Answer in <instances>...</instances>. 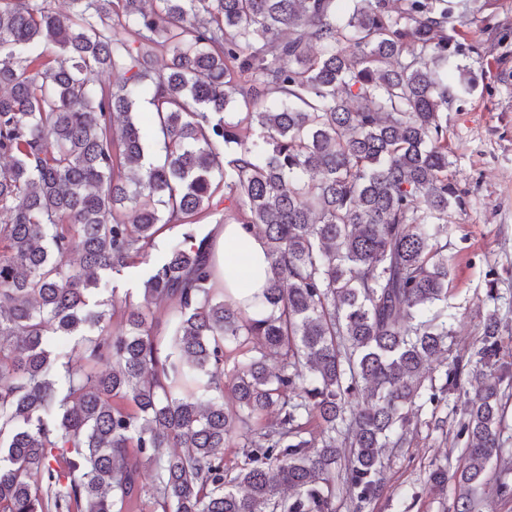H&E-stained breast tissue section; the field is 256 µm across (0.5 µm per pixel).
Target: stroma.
Masks as SVG:
<instances>
[{
    "mask_svg": "<svg viewBox=\"0 0 512 512\" xmlns=\"http://www.w3.org/2000/svg\"><path fill=\"white\" fill-rule=\"evenodd\" d=\"M468 2L470 14L459 40L478 48L469 59L475 88L448 108L450 174L468 201L465 211L453 213L448 228L453 358L470 355L479 314L494 307L503 346L512 349V34L500 42L483 30L484 17L492 14L512 31V0ZM491 279L498 289L494 300L488 296ZM454 421L446 404L422 411L410 445L387 451L384 489L369 512H442L426 480L431 461L457 460L459 446L444 429Z\"/></svg>",
    "mask_w": 512,
    "mask_h": 512,
    "instance_id": "stroma-1",
    "label": "stroma"
}]
</instances>
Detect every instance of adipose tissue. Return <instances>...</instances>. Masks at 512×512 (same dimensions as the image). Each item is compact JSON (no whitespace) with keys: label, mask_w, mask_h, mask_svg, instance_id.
<instances>
[{"label":"adipose tissue","mask_w":512,"mask_h":512,"mask_svg":"<svg viewBox=\"0 0 512 512\" xmlns=\"http://www.w3.org/2000/svg\"><path fill=\"white\" fill-rule=\"evenodd\" d=\"M214 260L218 269H226L234 252L243 250L251 290L263 288L268 271L266 244L256 235L248 234L238 224H218L214 227Z\"/></svg>","instance_id":"obj_1"}]
</instances>
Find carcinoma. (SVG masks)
<instances>
[{"label":"carcinoma","mask_w":512,"mask_h":512,"mask_svg":"<svg viewBox=\"0 0 512 512\" xmlns=\"http://www.w3.org/2000/svg\"><path fill=\"white\" fill-rule=\"evenodd\" d=\"M337 2L0 0V512H365L385 450L451 394L462 448L430 490L453 486L444 512L512 502V466L489 471L512 396L497 310L447 360L467 5ZM221 205L265 240L252 310L192 231ZM137 261L143 301L93 299Z\"/></svg>","instance_id":"obj_1"}]
</instances>
